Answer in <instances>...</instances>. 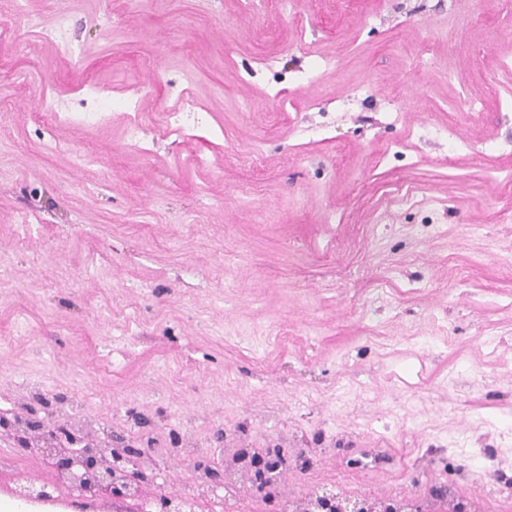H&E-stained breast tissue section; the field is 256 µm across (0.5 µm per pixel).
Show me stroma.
<instances>
[{"instance_id": "obj_1", "label": "stroma", "mask_w": 512, "mask_h": 512, "mask_svg": "<svg viewBox=\"0 0 512 512\" xmlns=\"http://www.w3.org/2000/svg\"><path fill=\"white\" fill-rule=\"evenodd\" d=\"M70 17L71 51L0 26V389L27 380L209 448H318L319 482L389 495L454 481L512 512L451 441L512 478V17L499 0H34ZM313 72L304 80L305 72ZM152 85L199 125L119 112L47 151L32 112ZM480 98L458 110L461 96ZM453 119L462 147L417 138ZM320 126L329 140L308 143ZM259 152L263 165L242 161ZM97 165L78 167L75 153ZM93 186L82 192V179ZM493 332L495 346L483 342ZM197 103L190 97L185 96L183 106L176 113H163V121L168 128L169 134L182 136L185 130L195 121Z\"/></svg>"}]
</instances>
